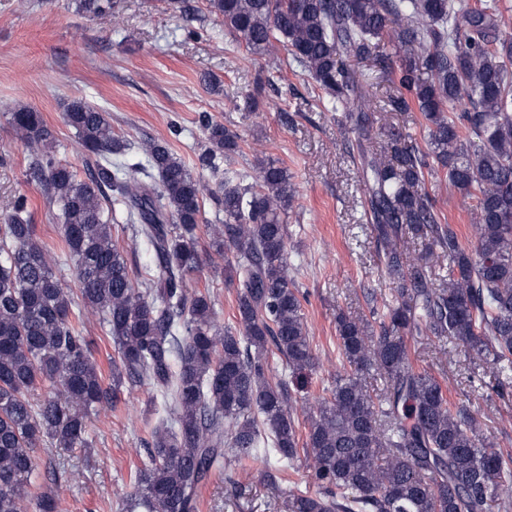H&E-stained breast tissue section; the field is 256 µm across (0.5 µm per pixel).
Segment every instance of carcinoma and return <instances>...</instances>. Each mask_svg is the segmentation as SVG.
Wrapping results in <instances>:
<instances>
[{"label": "carcinoma", "mask_w": 512, "mask_h": 512, "mask_svg": "<svg viewBox=\"0 0 512 512\" xmlns=\"http://www.w3.org/2000/svg\"><path fill=\"white\" fill-rule=\"evenodd\" d=\"M226 29L253 54L280 43L308 72L353 134L365 215L396 303L375 319L336 316L340 363L327 397L306 403L298 435L294 393L319 369L288 272L285 216L294 189L284 167L257 160L230 168L238 134L204 123L202 167L218 179L224 222L209 224L236 288L239 329L221 328L211 296L187 282L200 270L197 231L205 186L170 148L126 145L109 114L82 99L63 113L89 164L80 179L52 151L42 114L11 113L18 138L40 151L32 171L56 208L86 313L117 346L104 383L72 323V300L55 258L34 237L26 199L0 225V512H58L54 495L29 491L35 450L87 447V423L125 386L149 385L166 416L146 441L148 465L126 512H198V492L222 464L259 455L292 469L299 449L314 463L319 491L288 494L289 512H512V456L477 433L448 388L415 369L407 336L446 339L512 372V37L500 30L501 0H210ZM400 54L394 68L392 53ZM395 85L390 112L416 108L429 151L399 126L373 152L372 103L362 63ZM448 182L471 207V242H461L426 188ZM129 224L154 253L144 277L113 241ZM423 244L411 253V244ZM448 259V282L426 274ZM285 362L276 373L269 349ZM383 380L377 389L369 376ZM49 392L37 398L39 389Z\"/></svg>", "instance_id": "1"}]
</instances>
